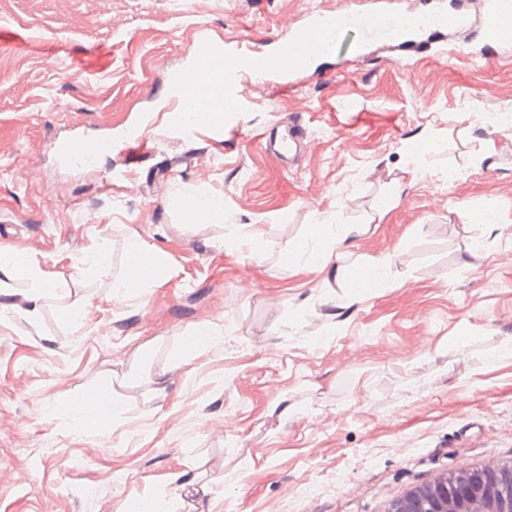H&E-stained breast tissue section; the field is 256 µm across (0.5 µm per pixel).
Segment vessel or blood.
Returning a JSON list of instances; mask_svg holds the SVG:
<instances>
[{"label":"vessel or blood","mask_w":512,"mask_h":512,"mask_svg":"<svg viewBox=\"0 0 512 512\" xmlns=\"http://www.w3.org/2000/svg\"><path fill=\"white\" fill-rule=\"evenodd\" d=\"M426 21L451 33L467 31L471 43L485 48L512 46V0H483L482 14L476 22L464 0H448L447 9L428 16L412 11L397 16L379 7L315 11L306 24L291 27L288 41L280 43L272 56L229 52L212 41H203L191 50L189 63L173 75V91L167 96L164 111L176 126L182 123V112H190V129L194 132L223 130L225 115L244 106L241 83L248 75L279 69L298 74L332 51L345 32L355 30L361 38L391 42ZM302 138V126L292 122L280 140L265 136L261 142L282 164L291 165L298 159ZM49 149L59 158L87 163L111 151L112 137L55 139Z\"/></svg>","instance_id":"obj_1"}]
</instances>
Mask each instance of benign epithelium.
<instances>
[{"instance_id":"obj_1","label":"benign epithelium","mask_w":512,"mask_h":512,"mask_svg":"<svg viewBox=\"0 0 512 512\" xmlns=\"http://www.w3.org/2000/svg\"><path fill=\"white\" fill-rule=\"evenodd\" d=\"M512 467L460 469L430 486L414 490L391 512H512Z\"/></svg>"}]
</instances>
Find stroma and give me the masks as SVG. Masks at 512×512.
<instances>
[{
    "instance_id": "obj_1",
    "label": "stroma",
    "mask_w": 512,
    "mask_h": 512,
    "mask_svg": "<svg viewBox=\"0 0 512 512\" xmlns=\"http://www.w3.org/2000/svg\"><path fill=\"white\" fill-rule=\"evenodd\" d=\"M336 2L0 0V29L24 39L0 41V245L84 314L20 296L0 315V512H192L186 474L212 512H389L451 472L512 465V47L473 58L448 50L465 35L425 29L418 51L357 54L352 33L306 73L270 74L221 134L157 117L199 39L269 55L283 20ZM147 113L149 153L85 168L47 149ZM292 115L313 147L282 168L259 136ZM198 195L223 218L182 222ZM313 224L349 269L387 258L385 285L341 288L298 256ZM135 240L160 254L155 282L112 294ZM102 241L111 266L88 273ZM202 326L211 341L187 349ZM92 392L120 423L77 430L62 407ZM181 209L194 212L210 219H220L224 214L221 197L191 196L180 201Z\"/></svg>"
}]
</instances>
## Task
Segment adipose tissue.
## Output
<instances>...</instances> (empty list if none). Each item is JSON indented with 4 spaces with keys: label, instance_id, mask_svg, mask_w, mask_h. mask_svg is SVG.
<instances>
[{
    "label": "adipose tissue",
    "instance_id": "ef3b65f1",
    "mask_svg": "<svg viewBox=\"0 0 512 512\" xmlns=\"http://www.w3.org/2000/svg\"><path fill=\"white\" fill-rule=\"evenodd\" d=\"M22 286L32 302L58 294L62 286L52 281L46 272L35 262H17L13 251L6 246L0 247V314L12 308V290Z\"/></svg>",
    "mask_w": 512,
    "mask_h": 512
}]
</instances>
